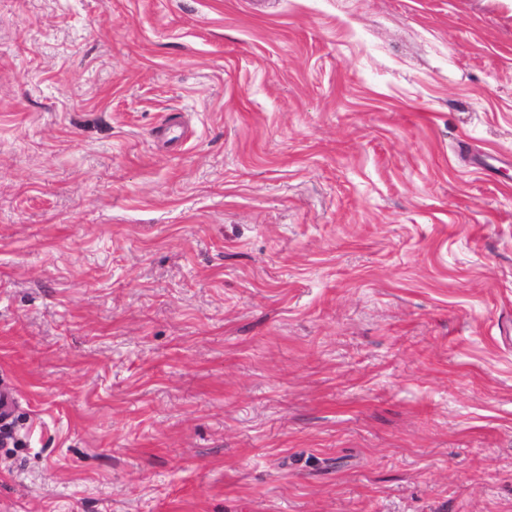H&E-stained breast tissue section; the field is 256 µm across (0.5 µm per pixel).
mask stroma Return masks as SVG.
Wrapping results in <instances>:
<instances>
[{"label": "stroma", "instance_id": "stroma-1", "mask_svg": "<svg viewBox=\"0 0 512 512\" xmlns=\"http://www.w3.org/2000/svg\"><path fill=\"white\" fill-rule=\"evenodd\" d=\"M0 512H512V0H0Z\"/></svg>", "mask_w": 512, "mask_h": 512}]
</instances>
